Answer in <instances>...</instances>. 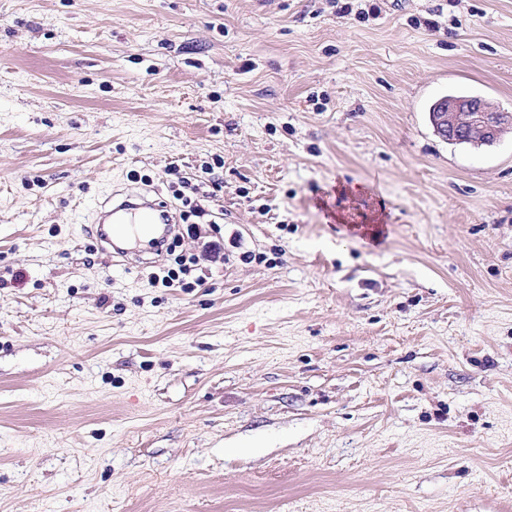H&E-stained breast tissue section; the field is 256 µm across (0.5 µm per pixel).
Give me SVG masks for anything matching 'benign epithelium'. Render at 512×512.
<instances>
[{
    "label": "benign epithelium",
    "instance_id": "7a95c632",
    "mask_svg": "<svg viewBox=\"0 0 512 512\" xmlns=\"http://www.w3.org/2000/svg\"><path fill=\"white\" fill-rule=\"evenodd\" d=\"M499 109L475 96H448L430 113L434 131L455 145L475 148L492 145L499 140Z\"/></svg>",
    "mask_w": 512,
    "mask_h": 512
}]
</instances>
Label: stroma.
Returning <instances> with one entry per match:
<instances>
[{"mask_svg":"<svg viewBox=\"0 0 512 512\" xmlns=\"http://www.w3.org/2000/svg\"><path fill=\"white\" fill-rule=\"evenodd\" d=\"M376 2L0 0V512H512V132L428 114L512 0ZM173 165L195 288L90 231ZM169 171H171L170 175L177 176L178 186L191 193V195H188L185 190L179 188L173 190V196L181 201L182 208L188 209L181 210L180 217L183 223H187L191 216L201 217L206 215L203 202L207 201L206 198H209L208 194H200V189L197 185H192L186 177L180 176V170L177 169V166L170 167Z\"/></svg>","mask_w":512,"mask_h":512,"instance_id":"35a3bbf8","label":"stroma"}]
</instances>
